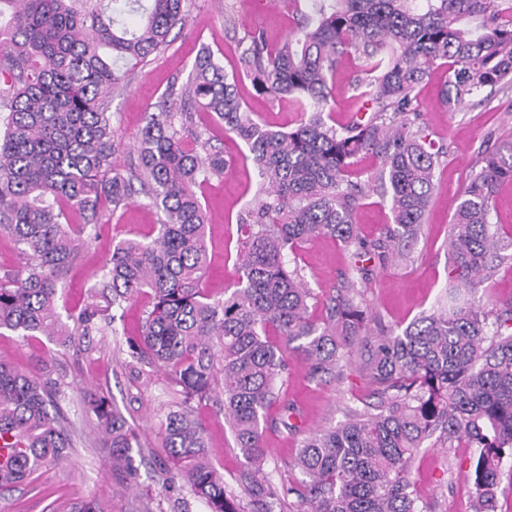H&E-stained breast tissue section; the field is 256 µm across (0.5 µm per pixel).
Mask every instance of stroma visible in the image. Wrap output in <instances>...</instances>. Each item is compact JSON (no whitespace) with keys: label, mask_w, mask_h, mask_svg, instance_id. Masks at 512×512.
<instances>
[{"label":"stroma","mask_w":512,"mask_h":512,"mask_svg":"<svg viewBox=\"0 0 512 512\" xmlns=\"http://www.w3.org/2000/svg\"><path fill=\"white\" fill-rule=\"evenodd\" d=\"M312 0H299L291 12L285 0H194L190 22L183 32L169 36L165 51L136 66L126 86L109 104L113 125L125 150L113 159L123 169L136 156L135 142L150 104L158 101L174 80L186 81L202 48H210L226 72L239 73L238 94L256 119L275 129H288L302 119L288 100L258 95L249 77L241 75L242 42L247 32L263 31L270 43L294 37L302 15L312 12ZM354 62L343 58L332 82L334 102L327 119L333 126L348 122L359 103L351 84ZM448 70L435 68L421 84L418 100L426 131L445 151L435 172V190L424 217L422 233L409 261L375 269L360 290L370 312L383 326L399 331L424 312L432 310L448 286V227L473 172L490 151L512 149V86L485 88L476 97L452 108L440 103ZM224 157L230 168L224 178L204 184L208 265L203 285L215 298L237 281L235 265L239 217L263 188L257 165L235 135L223 136ZM389 198L370 191L355 213L362 237L373 239L391 223ZM156 222L153 211L135 203L108 216L98 238L86 248L64 278L68 307L81 308L89 287L101 275L117 241L147 234ZM295 261L316 296L311 309L316 321L327 315V304L348 273L349 255L329 237L307 241L296 251ZM147 298L140 297L117 310L116 334L86 337L80 348L63 349L46 337L0 335V360L32 377L61 379L66 388L58 395L62 424L74 446L68 460L31 482L0 488V512H79L96 500L102 512H208L207 506L177 476L164 446L162 422L169 408L183 400L180 385L169 369L133 358L128 342L142 331ZM281 399L270 408L264 432L268 466L276 482H294L299 473L292 463L300 441L327 423L342 421L347 407L357 406L370 390L357 365L344 369L343 380L316 382L307 363L292 357L280 385ZM105 397L120 411L137 435L141 453L137 485L123 471L113 469L110 449L102 447L94 418L82 400ZM293 408L292 428L280 419ZM190 409L205 429L214 467L224 476L229 491H237L235 477L243 464L234 437L224 420L218 399L191 403ZM474 451L470 448H424L417 454L412 479L427 512H469L471 486L464 474Z\"/></svg>","instance_id":"obj_1"}]
</instances>
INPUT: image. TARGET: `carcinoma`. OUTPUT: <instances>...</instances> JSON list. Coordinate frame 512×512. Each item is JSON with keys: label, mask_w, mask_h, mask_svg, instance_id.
<instances>
[{"label": "carcinoma", "mask_w": 512, "mask_h": 512, "mask_svg": "<svg viewBox=\"0 0 512 512\" xmlns=\"http://www.w3.org/2000/svg\"><path fill=\"white\" fill-rule=\"evenodd\" d=\"M191 0H0V231L26 257L0 274V334L45 336L76 347L84 336L116 334L113 311L150 298L132 356L170 369L184 393L163 423L165 447L209 512H244L209 463L203 426L188 404L224 395V417L244 463L237 481L249 512H424L411 481L421 448L475 449L467 477L470 512H497L501 465L512 459V302L487 311L472 296L502 266L512 267V235L490 221L498 187L512 180V156L482 159L449 230L448 293L433 312L396 333L368 327L357 289L371 261H406L421 233L443 151L420 123L417 89L448 67L441 104L512 84V0H314L296 38L272 48L261 32L242 65L255 90L286 97L309 118L274 130L254 119L237 94V75L204 48L191 76L173 80L124 173V150L105 102L125 82L120 60L140 63L184 29ZM139 16L130 27L126 15ZM355 62L362 105L341 129L327 125L329 77ZM249 148L268 184L240 217L239 277L213 299L206 211L198 194L228 162L210 124ZM379 162L393 221L362 239L354 215L365 195L354 159ZM144 201L156 235L127 238L78 311L61 302V283L103 218ZM79 215L81 222H73ZM319 236L340 240L352 272L319 324L314 299L289 256ZM359 355L373 401L302 439L288 486L266 470L263 433L288 358L302 357L312 380L339 379ZM0 361V487L41 476L67 458L73 440L50 410V386ZM101 427L112 464L137 475L136 437L103 397L84 399Z\"/></svg>", "instance_id": "cac0c4a2"}]
</instances>
